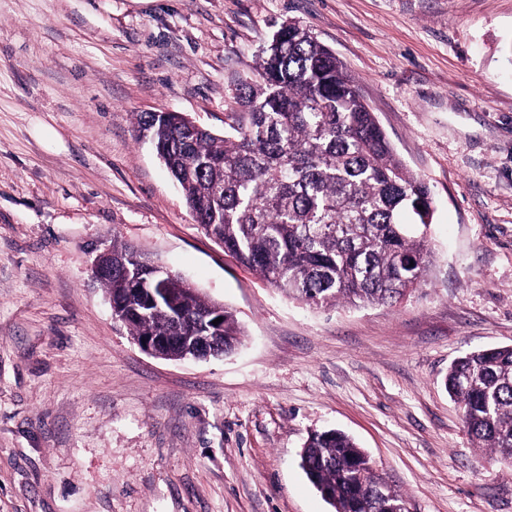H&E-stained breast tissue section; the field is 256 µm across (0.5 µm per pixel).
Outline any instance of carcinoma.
Wrapping results in <instances>:
<instances>
[{"label":"carcinoma","instance_id":"cac0c4a2","mask_svg":"<svg viewBox=\"0 0 512 512\" xmlns=\"http://www.w3.org/2000/svg\"><path fill=\"white\" fill-rule=\"evenodd\" d=\"M255 58V77L239 83L224 113V135L141 112L138 139L160 155L206 234L289 299L316 308L401 303L427 281L430 187L397 158L354 79L306 27L288 24ZM109 260L98 284L135 344L170 338L160 352L172 360L198 358L203 336L212 357L241 344L233 312L181 277L168 280L172 299L135 286L145 254L114 241ZM445 387L477 446L512 459V346L459 357ZM300 466L334 512L406 503L338 430L310 433Z\"/></svg>","mask_w":512,"mask_h":512}]
</instances>
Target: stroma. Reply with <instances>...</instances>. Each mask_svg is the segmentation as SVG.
Masks as SVG:
<instances>
[{
	"instance_id": "35a3bbf8",
	"label": "stroma",
	"mask_w": 512,
	"mask_h": 512,
	"mask_svg": "<svg viewBox=\"0 0 512 512\" xmlns=\"http://www.w3.org/2000/svg\"><path fill=\"white\" fill-rule=\"evenodd\" d=\"M346 66L435 213L399 306L312 309L193 218L138 112L215 133L280 24ZM120 238L234 310L206 360L152 357L91 281ZM512 345V0H0V512H331L299 465L341 430L410 512H512L443 379Z\"/></svg>"
}]
</instances>
